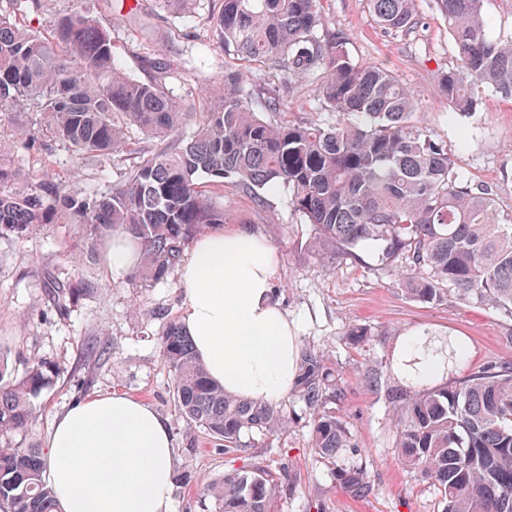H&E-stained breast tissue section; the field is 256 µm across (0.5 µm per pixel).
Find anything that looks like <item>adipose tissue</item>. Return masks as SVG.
Here are the masks:
<instances>
[{
  "label": "adipose tissue",
  "mask_w": 512,
  "mask_h": 512,
  "mask_svg": "<svg viewBox=\"0 0 512 512\" xmlns=\"http://www.w3.org/2000/svg\"><path fill=\"white\" fill-rule=\"evenodd\" d=\"M113 279L142 252L126 230L107 236ZM280 258L248 227L198 236L178 276L179 324L209 376L240 398L278 403L296 377L299 329L277 298ZM175 452L169 420L126 394H93L59 414L47 439L44 475L57 512H171Z\"/></svg>",
  "instance_id": "ef3b65f1"
}]
</instances>
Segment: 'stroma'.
Listing matches in <instances>:
<instances>
[{"label": "stroma", "mask_w": 512, "mask_h": 512, "mask_svg": "<svg viewBox=\"0 0 512 512\" xmlns=\"http://www.w3.org/2000/svg\"><path fill=\"white\" fill-rule=\"evenodd\" d=\"M218 0H197L189 16L159 11L153 0H47L29 13L32 29L46 31L52 14L81 7L112 27L115 62L135 80L152 75V62L167 66V86L185 104L198 103L231 63L211 24ZM325 24L320 37L346 33V48L360 65L381 64L414 96L420 119L437 140L446 142L462 184L488 188L501 214H512V100L484 90L475 112H452L436 86L438 71L455 66L448 27L430 0H417L419 24L405 35L384 33L374 22L368 0H323ZM276 85L281 110L269 120L335 123L313 79L273 75L262 67L246 72L244 89L254 93ZM178 138V137H177ZM176 137L158 139L130 129L126 149L109 158H75L62 144L48 142L38 151L17 149L15 163L25 172L51 171L67 187L104 191L118 183L139 157L166 150ZM211 196L224 210L228 226L245 225L269 239L280 256L276 297L299 327L300 344L328 352L336 366L341 400L332 409L350 432V444L336 457H317L309 446L305 416L287 430L251 447L224 451L202 431L188 432L172 399L173 376L161 352L160 337L180 315L177 273L144 287L113 280L102 252H90L85 228L51 224L30 238L0 236V353L60 366L53 385L36 399V418L28 436L45 447L58 413L76 398L118 390L152 404L168 417L175 442L172 512H216L202 497L204 483L243 467L263 466L287 473L288 489L277 512H441L434 486L418 471L404 467L396 452L395 414L388 399L403 379L394 347L413 331L453 336L464 344V359L454 369L463 377L512 361V317L504 311L455 299L442 305L417 301L402 286L401 270L381 264L375 244L350 253L315 251L312 225L289 206L285 192L256 203L232 184L215 186ZM84 277L95 281L68 317L53 308L49 279ZM355 325L371 336L362 345L345 341ZM111 348L109 359L86 362L89 344ZM362 468L367 489L347 491L340 476Z\"/></svg>", "instance_id": "stroma-1"}]
</instances>
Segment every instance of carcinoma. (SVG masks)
Returning a JSON list of instances; mask_svg holds the SVG:
<instances>
[{
	"label": "carcinoma",
	"instance_id": "cac0c4a2",
	"mask_svg": "<svg viewBox=\"0 0 512 512\" xmlns=\"http://www.w3.org/2000/svg\"><path fill=\"white\" fill-rule=\"evenodd\" d=\"M172 14L192 12L196 0H155ZM320 0H220L213 28L239 66L224 68L217 99L202 100V126L184 145L151 153L106 192L61 187L43 171L25 180L7 158L12 144L31 149L55 140L78 156L109 157L125 144L128 127L167 138L188 112L171 96L167 66L154 63L146 81L114 63L111 30L84 12L59 13L51 32L27 25L41 0H0V112H36L35 127L0 133V235L25 239L48 224H77L97 242L125 229L140 241L144 260L130 279L161 282L193 240L224 224L213 205L212 182L233 183L258 202L272 189L313 225L314 245L380 247L389 266L402 259L406 293L427 303L448 297L486 303L512 316V217L502 220L488 190L463 185L448 146L418 119L412 96L383 66H362L338 33L322 41ZM483 0H433L448 24L456 66L437 74L439 92L458 114L477 109L482 89L512 99V39L487 33ZM377 25L406 34L418 24L416 0H369ZM297 78L321 74L319 93L342 119L270 122L244 92L246 67ZM23 183L16 193L7 187ZM63 316L96 289L91 280L49 283ZM434 359L449 373L464 349L453 337L429 334ZM160 352L174 377L173 400L187 426L199 427L224 450L246 447L244 438H271L288 428L293 404L308 416L314 453L334 458L350 435L327 406L343 395L326 353L309 344L299 356L287 399L266 403L229 395L198 362L191 340L172 322ZM57 367L46 361L8 370L0 353V512H56L45 482L42 449L16 437L31 427L35 400ZM396 409L398 459L431 480L442 512H512V362L458 381L391 397ZM345 488H366L365 472L341 477ZM280 484L262 467L235 470L205 484L202 494L218 512H275Z\"/></svg>",
	"mask_w": 512,
	"mask_h": 512
}]
</instances>
